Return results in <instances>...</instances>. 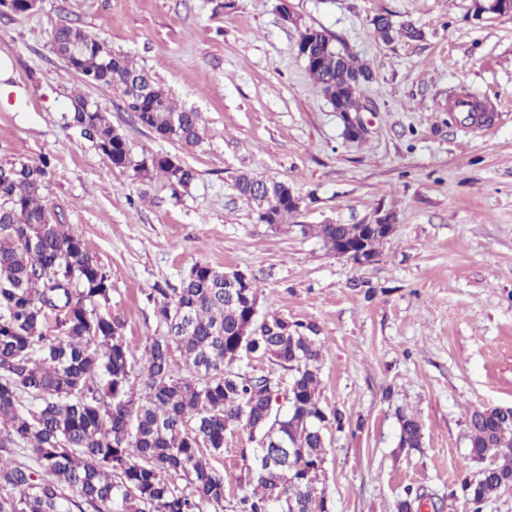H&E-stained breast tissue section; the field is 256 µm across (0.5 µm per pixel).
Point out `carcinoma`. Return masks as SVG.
Instances as JSON below:
<instances>
[{
    "label": "carcinoma",
    "mask_w": 512,
    "mask_h": 512,
    "mask_svg": "<svg viewBox=\"0 0 512 512\" xmlns=\"http://www.w3.org/2000/svg\"><path fill=\"white\" fill-rule=\"evenodd\" d=\"M384 40L395 28L389 15L372 20ZM53 49L81 47L69 69L90 85L107 87L126 111L162 138L194 145L201 116L180 108L158 82L104 39L65 20L51 33ZM308 45L306 70L325 95L346 112L361 110V85L371 70L335 46L324 30L304 29L296 51ZM69 126L96 143L113 167L130 169L150 182L156 177L189 188L195 172L179 158L155 153L135 161L126 139L99 107L77 112ZM50 160L0 165V512H222L227 488L248 483L234 512H332L333 503L312 484L322 467L325 439L315 423L329 418L337 429L344 413H328L319 397L318 327L273 315L259 321L250 344L270 353L287 371L283 378L247 376L232 370L240 337L235 330L245 307L224 294V271L195 264L156 319L167 335L150 336L138 371L140 394L131 376L134 347L124 322L109 308L112 285L84 240L54 221L45 202ZM264 179L249 173L235 182L254 205L261 224L278 227L298 209L279 195L258 200ZM303 234L336 242L361 236L359 224L301 225ZM288 388L289 410L270 408L279 385ZM399 448L422 447V424L401 412ZM259 435L280 465L276 473L257 460L234 479L217 467L224 437L233 428ZM467 464L459 476L469 512H484L491 498L512 489V407L469 411ZM424 494L408 485L394 512H420Z\"/></svg>",
    "instance_id": "cac0c4a2"
}]
</instances>
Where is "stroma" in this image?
<instances>
[{"label":"stroma","mask_w":512,"mask_h":512,"mask_svg":"<svg viewBox=\"0 0 512 512\" xmlns=\"http://www.w3.org/2000/svg\"><path fill=\"white\" fill-rule=\"evenodd\" d=\"M40 0L0 12V164L49 157L44 197L81 235L112 283L110 309L136 347L165 327L157 288L175 289L195 263L252 277L260 316L313 323L320 401L341 409L321 485L334 512H392L405 486L443 512L458 492L466 418L512 406V18L474 20L472 0ZM390 14L423 37L379 38ZM96 33L148 70L179 107L199 112L200 144L159 137L109 88L86 84L51 45L60 19ZM304 27L334 35L373 73L361 93L365 132L343 125L295 50ZM490 104L483 126L449 111L460 93ZM82 95L105 112L133 159L178 156L190 188L142 183L113 168L68 127ZM288 184L303 200L287 227L259 223L239 172ZM395 216L378 259L336 257L304 224H365ZM423 424L418 451L398 448V414Z\"/></svg>","instance_id":"35a3bbf8"}]
</instances>
